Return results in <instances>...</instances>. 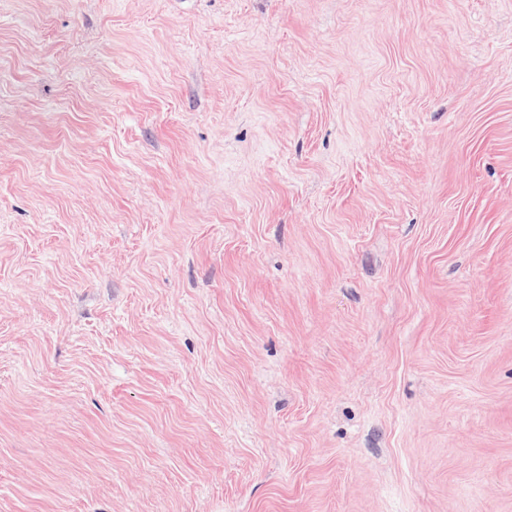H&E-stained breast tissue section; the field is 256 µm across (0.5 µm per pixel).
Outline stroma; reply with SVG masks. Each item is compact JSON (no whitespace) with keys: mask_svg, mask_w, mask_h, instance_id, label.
<instances>
[{"mask_svg":"<svg viewBox=\"0 0 512 512\" xmlns=\"http://www.w3.org/2000/svg\"><path fill=\"white\" fill-rule=\"evenodd\" d=\"M0 512H512V0H0Z\"/></svg>","mask_w":512,"mask_h":512,"instance_id":"35a3bbf8","label":"stroma"}]
</instances>
